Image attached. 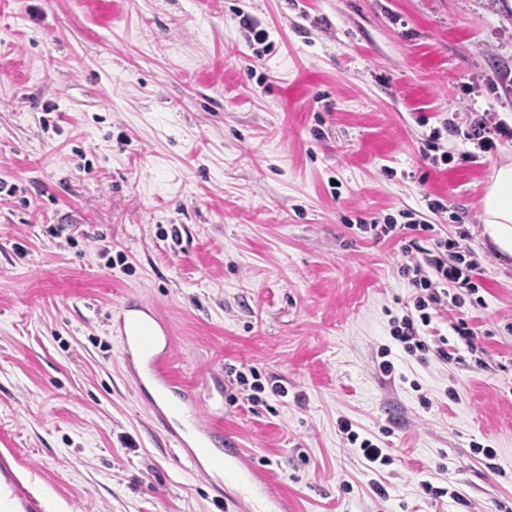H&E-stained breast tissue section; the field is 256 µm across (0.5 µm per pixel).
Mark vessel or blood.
<instances>
[{
	"instance_id": "vessel-or-blood-1",
	"label": "vessel or blood",
	"mask_w": 512,
	"mask_h": 512,
	"mask_svg": "<svg viewBox=\"0 0 512 512\" xmlns=\"http://www.w3.org/2000/svg\"><path fill=\"white\" fill-rule=\"evenodd\" d=\"M120 354L129 368L139 371V385H150L158 396L150 408L165 431L176 439L198 468H219L238 477L246 489L240 501L247 512H286L288 504L269 492L264 475L247 464L242 448L222 425L203 424L191 397L166 400L176 392L165 365L171 336L167 325L147 306H122L114 323ZM51 501L37 490L11 448H0V512H51Z\"/></svg>"
}]
</instances>
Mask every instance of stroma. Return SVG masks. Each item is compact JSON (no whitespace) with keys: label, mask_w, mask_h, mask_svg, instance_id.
Wrapping results in <instances>:
<instances>
[{"label":"stroma","mask_w":512,"mask_h":512,"mask_svg":"<svg viewBox=\"0 0 512 512\" xmlns=\"http://www.w3.org/2000/svg\"><path fill=\"white\" fill-rule=\"evenodd\" d=\"M482 117L512 125V0H0V448L55 512H242L135 386L131 301L288 512H512V253L479 207L512 145L466 160ZM461 229L478 289L408 354L402 249Z\"/></svg>","instance_id":"stroma-1"}]
</instances>
